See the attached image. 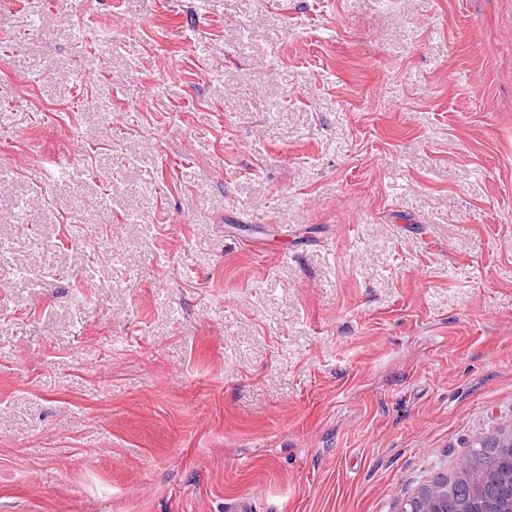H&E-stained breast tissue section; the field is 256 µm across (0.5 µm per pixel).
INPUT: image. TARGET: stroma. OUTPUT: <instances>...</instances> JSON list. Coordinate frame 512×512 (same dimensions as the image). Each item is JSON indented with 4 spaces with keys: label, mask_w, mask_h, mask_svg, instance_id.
Segmentation results:
<instances>
[{
    "label": "stroma",
    "mask_w": 512,
    "mask_h": 512,
    "mask_svg": "<svg viewBox=\"0 0 512 512\" xmlns=\"http://www.w3.org/2000/svg\"><path fill=\"white\" fill-rule=\"evenodd\" d=\"M0 243V512H397L512 434V0H0Z\"/></svg>",
    "instance_id": "1"
}]
</instances>
